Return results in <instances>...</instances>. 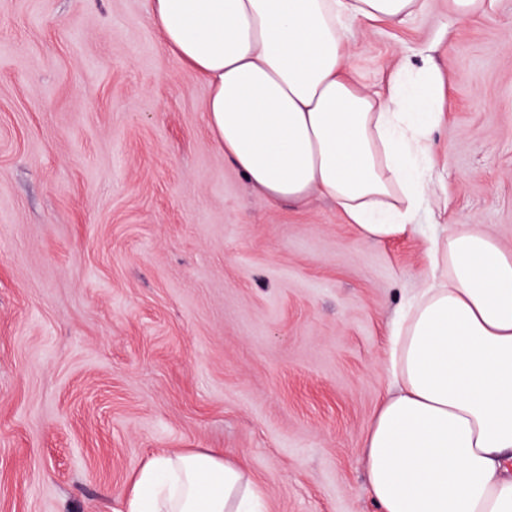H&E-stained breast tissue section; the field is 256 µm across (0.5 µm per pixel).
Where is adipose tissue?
Wrapping results in <instances>:
<instances>
[{"mask_svg":"<svg viewBox=\"0 0 512 512\" xmlns=\"http://www.w3.org/2000/svg\"><path fill=\"white\" fill-rule=\"evenodd\" d=\"M165 47L208 84L206 126L269 200L334 201L363 242L417 234L428 134L443 87L394 70L385 92L348 66L347 31L420 0H147ZM432 281L391 329L393 384L362 456L380 512H512V251L477 224L428 248ZM265 492L223 450L163 452L129 512H264Z\"/></svg>","mask_w":512,"mask_h":512,"instance_id":"obj_1","label":"adipose tissue"}]
</instances>
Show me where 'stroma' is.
<instances>
[{"label": "stroma", "mask_w": 512, "mask_h": 512, "mask_svg": "<svg viewBox=\"0 0 512 512\" xmlns=\"http://www.w3.org/2000/svg\"><path fill=\"white\" fill-rule=\"evenodd\" d=\"M511 33L512 0L348 31L372 89L407 58L446 91L422 232L374 244L248 186L146 0H0V512H127L152 456L210 448L267 512H379L361 447L428 236L512 250ZM494 0H448V11L464 23L476 15H485L492 11Z\"/></svg>", "instance_id": "obj_1"}]
</instances>
